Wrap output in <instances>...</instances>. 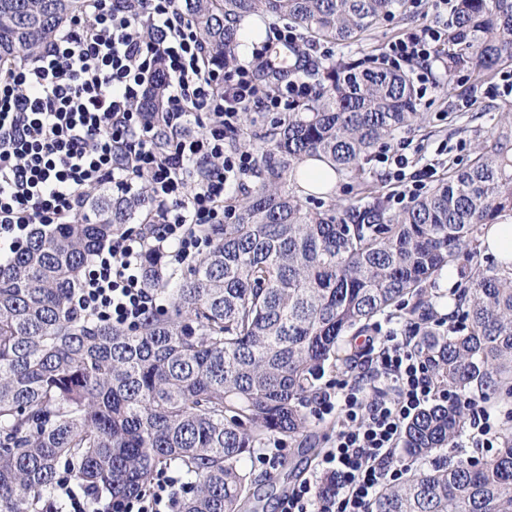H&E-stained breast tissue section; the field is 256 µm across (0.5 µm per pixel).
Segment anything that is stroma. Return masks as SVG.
I'll use <instances>...</instances> for the list:
<instances>
[{"label":"stroma","instance_id":"stroma-1","mask_svg":"<svg viewBox=\"0 0 512 512\" xmlns=\"http://www.w3.org/2000/svg\"><path fill=\"white\" fill-rule=\"evenodd\" d=\"M424 22L418 14L391 19L364 41L333 44V58L350 61L382 54L388 42ZM431 69L432 86L419 104L427 119L419 128L401 133L398 140L405 145L409 171L429 166L439 179L447 174L449 165L461 166L469 160L478 140L492 132L501 111L512 107V93L504 91L496 76L484 79L461 72L447 83L440 75L439 63H432ZM331 433V424L311 421L304 442L269 437L244 453L240 466L253 479L247 512H279L282 495L307 476L327 448ZM273 446L278 447V455L270 464H259L258 455Z\"/></svg>","mask_w":512,"mask_h":512}]
</instances>
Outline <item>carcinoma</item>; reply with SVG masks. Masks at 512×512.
I'll list each match as a JSON object with an SVG mask.
<instances>
[{"label":"carcinoma","instance_id":"1","mask_svg":"<svg viewBox=\"0 0 512 512\" xmlns=\"http://www.w3.org/2000/svg\"><path fill=\"white\" fill-rule=\"evenodd\" d=\"M219 67L236 63L238 24L283 17L308 42H358L408 9L407 0H178ZM84 0H0V64L33 58ZM446 79L494 75L512 62V0H456L438 52ZM311 95L288 117L233 147L255 152V183L233 220L209 230L208 250L179 277L149 251L146 285L168 308L129 328L77 310L73 297L97 249L153 215L143 196L88 192L71 224L33 230L0 264V512H61L60 470L121 499L163 466L184 474L182 512H243L239 466L265 437L301 435L314 381L345 363L348 332L413 300L406 325L426 337L438 381L455 397L420 411L404 453L452 448L469 400L512 394V272L476 268L453 294L458 326L429 327L424 285L477 250L482 226L512 211V109L473 158L410 207L389 208L366 174L377 150L421 126L409 74L380 58L302 70ZM166 109L164 75L140 103ZM309 159L364 187L367 201L308 207L294 180ZM483 461L450 460L384 489L370 512H512V431Z\"/></svg>","mask_w":512,"mask_h":512}]
</instances>
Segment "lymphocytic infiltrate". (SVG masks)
I'll list each match as a JSON object with an SVG mask.
<instances>
[{"label": "lymphocytic infiltrate", "mask_w": 512, "mask_h": 512, "mask_svg": "<svg viewBox=\"0 0 512 512\" xmlns=\"http://www.w3.org/2000/svg\"><path fill=\"white\" fill-rule=\"evenodd\" d=\"M435 23L404 33L385 48L388 64L418 65L419 95L453 21V0H410ZM163 72L168 108L162 124L137 104ZM310 92L289 81L267 89L253 67H211L207 49L177 0H144L141 14L118 0H87L83 14L32 63L0 67V254L27 239L35 224H67L87 188L111 185L117 194L146 191L159 207L148 231L130 230L99 248L75 303L85 314L130 326L158 311L157 293L143 277L144 257L157 245L162 258L183 263L201 254L209 227L232 213L229 190L253 168L246 150L226 140L243 109L286 112ZM199 132H190V125ZM172 138L158 149L159 127ZM411 329L388 328L368 340L367 377L326 384L310 415L335 416L329 446L310 476L293 488L281 512H369L378 493L409 472L399 445L409 422L448 396L429 359L412 345ZM64 512H179V476L159 472L130 499H115L70 480L59 485Z\"/></svg>", "instance_id": "obj_1"}]
</instances>
